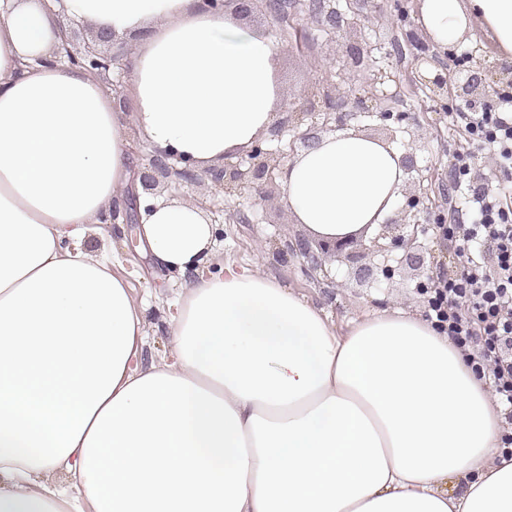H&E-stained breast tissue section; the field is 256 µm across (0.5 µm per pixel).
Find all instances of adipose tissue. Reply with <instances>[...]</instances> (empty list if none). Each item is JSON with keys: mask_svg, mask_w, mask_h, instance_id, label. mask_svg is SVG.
<instances>
[{"mask_svg": "<svg viewBox=\"0 0 512 512\" xmlns=\"http://www.w3.org/2000/svg\"><path fill=\"white\" fill-rule=\"evenodd\" d=\"M136 38L132 107L59 61V14L0 0V512H512L504 407L447 335L393 307L338 329L260 267L209 269L197 203L130 201L128 130L198 169L276 120L283 46L201 0H64ZM439 50L480 24L512 56V0H419ZM403 153L349 129L280 174L315 239L394 210ZM136 204L138 238L184 279L146 357V309L86 247Z\"/></svg>", "mask_w": 512, "mask_h": 512, "instance_id": "obj_1", "label": "adipose tissue"}]
</instances>
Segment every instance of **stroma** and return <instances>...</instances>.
<instances>
[{"instance_id":"stroma-1","label":"stroma","mask_w":512,"mask_h":512,"mask_svg":"<svg viewBox=\"0 0 512 512\" xmlns=\"http://www.w3.org/2000/svg\"><path fill=\"white\" fill-rule=\"evenodd\" d=\"M291 16V23L278 20L276 13L260 7L244 15L243 20L256 28L272 31L283 45L276 61L282 89V108L263 140L279 150L283 161H290L301 148L303 133L326 135L323 125L324 104L315 96L316 81L335 84L340 95L361 98L364 110L352 125L354 129L393 142L404 151L414 153L421 169L420 182H406L403 194H416L422 199L419 223L433 226L438 218L448 217L450 159L464 146L462 126L451 124L449 112L463 111L455 92L434 96L417 78L418 73L446 70L449 84L464 81L473 71H481L495 91L512 85L505 76L512 61L494 56L490 41L481 26L447 52L424 45L415 38L420 28L415 21L418 0H280ZM334 20H327V13ZM368 26H360L362 17ZM70 48L80 51L95 44L121 65L131 61L135 43L129 39L100 40L97 27L78 20H65ZM358 45L369 46V53L353 54ZM386 72L385 80H376L377 72ZM387 109L402 115L401 124L392 125L373 119L372 111ZM180 165L168 161L156 173L158 197L184 198L200 204L217 226V246L211 264L219 269L223 263L239 266L259 265L283 284L323 308L337 328L343 329L354 320L388 308L392 303L404 305L417 316H424L425 302L417 283L422 271L408 266L397 269L392 280L382 288L358 281L352 265L332 262L311 269L300 254V246L308 240L301 225L295 224L288 212L281 189L267 198L258 194L225 197L213 179V169H199L193 179L179 174ZM289 244L287 260L274 257V244ZM90 250H111L117 255L115 273L127 278L134 300L151 298L147 312L149 324H157L159 303L175 297L180 277L157 269L150 255L141 249L136 227L126 224L113 227L109 237L88 236Z\"/></svg>"}]
</instances>
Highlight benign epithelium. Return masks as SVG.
I'll list each match as a JSON object with an SVG mask.
<instances>
[{
  "label": "benign epithelium",
  "instance_id": "7a95c632",
  "mask_svg": "<svg viewBox=\"0 0 512 512\" xmlns=\"http://www.w3.org/2000/svg\"><path fill=\"white\" fill-rule=\"evenodd\" d=\"M64 57L72 64H80L85 69L94 73H106L113 70L114 59L101 54L94 44L86 45L83 50L74 53L67 46H62ZM424 84L430 86L434 92L445 94L448 92V77L444 71H435L428 77L422 78ZM457 96L464 105L468 106L476 100L489 95V85L480 77H473L462 85L456 87ZM320 96L325 106L324 123L333 124V130H343L348 122L357 117L356 110L361 108L362 101H354V109L348 111L339 110L336 102V87L324 85ZM282 171L279 157L263 142H257L240 161L224 167V171L218 173L215 179L224 181V194L232 196L238 191L247 188L262 180L269 185L277 183ZM421 199L412 194L406 197L402 211L404 219H387L382 224L383 232L371 241L369 250L397 263H407L418 268H427L430 265L429 253L419 241V236L425 234L422 224H415L413 220L420 210ZM358 242L355 236L338 237L333 240H318L315 246L304 245L302 255L312 267H322L324 258L332 254L354 261L360 257L359 252L351 250L354 243ZM357 276L371 281L372 285L380 288L383 281L392 278V267L384 265L378 270L369 266H361Z\"/></svg>",
  "mask_w": 512,
  "mask_h": 512
}]
</instances>
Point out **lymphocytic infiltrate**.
Returning a JSON list of instances; mask_svg holds the SVG:
<instances>
[{
  "label": "lymphocytic infiltrate",
  "mask_w": 512,
  "mask_h": 512,
  "mask_svg": "<svg viewBox=\"0 0 512 512\" xmlns=\"http://www.w3.org/2000/svg\"><path fill=\"white\" fill-rule=\"evenodd\" d=\"M468 141L494 155L500 171L512 170V91L498 105L481 104L463 113ZM449 196L469 193V207L453 222L437 224L440 238L454 243L458 268L426 289L425 317L444 332L476 375L489 376L508 407L510 429L502 454L512 457V205L478 185L468 150L452 156Z\"/></svg>",
  "instance_id": "f902f5d3"
}]
</instances>
